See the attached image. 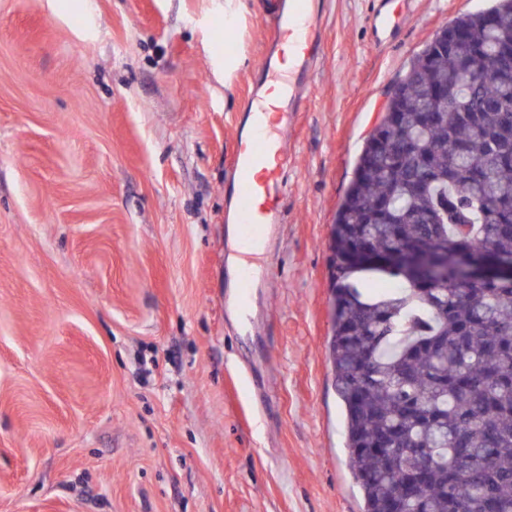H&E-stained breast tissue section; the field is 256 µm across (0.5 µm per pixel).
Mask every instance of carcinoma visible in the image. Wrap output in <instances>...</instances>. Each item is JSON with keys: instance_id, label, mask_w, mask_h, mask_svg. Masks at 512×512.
<instances>
[{"instance_id": "carcinoma-1", "label": "carcinoma", "mask_w": 512, "mask_h": 512, "mask_svg": "<svg viewBox=\"0 0 512 512\" xmlns=\"http://www.w3.org/2000/svg\"><path fill=\"white\" fill-rule=\"evenodd\" d=\"M452 27L401 77L384 134L407 149L365 141L332 235L329 353L363 512H512V70L460 80L512 53V0ZM448 85L454 110L430 95Z\"/></svg>"}]
</instances>
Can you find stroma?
Wrapping results in <instances>:
<instances>
[{"mask_svg":"<svg viewBox=\"0 0 512 512\" xmlns=\"http://www.w3.org/2000/svg\"><path fill=\"white\" fill-rule=\"evenodd\" d=\"M225 2L0 0V512H362L332 226L387 91L489 0H332L247 340L224 187L272 22L235 0L227 61Z\"/></svg>","mask_w":512,"mask_h":512,"instance_id":"obj_1","label":"stroma"}]
</instances>
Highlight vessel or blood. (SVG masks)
<instances>
[{
    "mask_svg": "<svg viewBox=\"0 0 512 512\" xmlns=\"http://www.w3.org/2000/svg\"><path fill=\"white\" fill-rule=\"evenodd\" d=\"M275 34L267 42L265 60L273 62L284 42H291L304 72L315 69L319 57L318 36L310 26V0H270ZM293 112L277 113L275 120L260 121L255 132L237 133V153L224 222L235 241L236 282L224 295V314L235 322L240 335H253L248 297L256 282L252 259L264 243L269 227L281 221V209L288 195L279 168L267 169L262 182H255L253 171L264 166L269 156H283L284 137Z\"/></svg>",
    "mask_w": 512,
    "mask_h": 512,
    "instance_id": "b4317fda",
    "label": "vessel or blood"
}]
</instances>
